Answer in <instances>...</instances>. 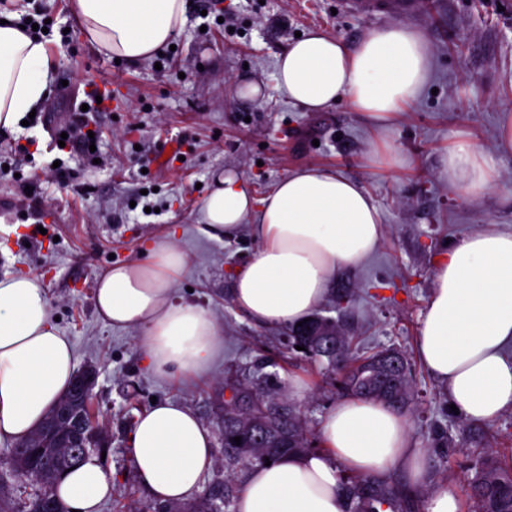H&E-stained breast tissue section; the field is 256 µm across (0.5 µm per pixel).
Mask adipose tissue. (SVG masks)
Segmentation results:
<instances>
[{"mask_svg": "<svg viewBox=\"0 0 512 512\" xmlns=\"http://www.w3.org/2000/svg\"><path fill=\"white\" fill-rule=\"evenodd\" d=\"M72 7L99 51L128 62L151 59L188 21V0H73ZM432 68L427 41L404 24L372 29L352 46L313 30L278 56L276 82L308 111L346 100L384 128L419 97ZM50 81L43 43L18 23L0 24V129H14ZM493 171L491 159L467 143L441 162L449 185L472 198L489 189ZM202 222L211 239L249 225L259 247L237 270L231 300L269 326L311 317L339 274L363 265L385 233L360 182L316 165L291 172L258 207L236 173L219 174L203 201ZM150 252L148 261L98 273L97 312L110 325L141 330L155 376H205L224 341L206 310L172 299L188 258L170 242L154 243ZM416 348L463 419L489 422L512 409V232L487 224L449 247L435 265ZM74 376L72 344L52 321L41 278L1 277L0 442L28 439ZM319 433L323 451L249 469L236 512H348L340 489L345 473L378 476L400 467L413 486L429 488L405 414L376 400L346 398L327 413ZM130 443L139 482L164 503L192 496L214 461L211 431L173 400L139 413ZM56 493L66 512H98L112 495V474L97 460L85 461L61 477Z\"/></svg>", "mask_w": 512, "mask_h": 512, "instance_id": "obj_1", "label": "adipose tissue"}]
</instances>
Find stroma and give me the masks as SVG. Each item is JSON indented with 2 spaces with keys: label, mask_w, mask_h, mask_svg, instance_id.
<instances>
[{
  "label": "stroma",
  "mask_w": 512,
  "mask_h": 512,
  "mask_svg": "<svg viewBox=\"0 0 512 512\" xmlns=\"http://www.w3.org/2000/svg\"><path fill=\"white\" fill-rule=\"evenodd\" d=\"M204 11L192 0L188 22L154 61L115 62L83 35L62 38L75 22L72 0H38L54 26L43 43L53 81L38 109L53 126L72 115L74 98L94 82L103 104L100 161L65 158L66 181L36 176L53 155L42 126L0 132V146L36 138L33 162L0 174V277L40 276L50 314L74 345L78 366L98 371L92 406L112 441L105 457L114 473L111 498L99 512H133L152 505L131 467L130 434L152 400H179L208 427L216 425L215 397L225 384L272 373L307 429L312 451L323 448L319 428L343 394L337 369L288 345L285 326L254 323L231 302L236 270L257 250L248 229L214 240L200 231L202 204L215 175L235 172L261 202L294 169L317 165L359 181L378 206L385 235L362 268L342 273L337 289L357 291L354 302L328 298L321 315L358 335L359 353L401 350L411 365L413 447L426 457L432 486L466 496L465 478L495 450L512 459V409L463 430L448 394L425 369L416 340L433 268L458 236L495 224L512 232V153L499 145V120L512 113V0H435L410 15H360L344 0H214ZM401 23L421 31L433 58L428 88L379 131L347 101L311 112L288 100L274 80L276 61L296 32L319 29L355 45L370 28ZM263 85L260 100L237 96L235 84ZM185 143L183 159L162 166L153 158L164 142ZM471 142L495 161L494 179L480 198L449 186L441 159ZM402 163H392L390 150ZM146 155L147 168L137 158ZM161 203L160 214L131 208L142 190ZM45 232L33 235L34 226ZM173 241L189 257L173 296L204 308L219 327L224 356L209 377L162 380L147 369L133 329L112 327L95 306L96 275L112 262H140L153 241Z\"/></svg>",
  "instance_id": "1"
}]
</instances>
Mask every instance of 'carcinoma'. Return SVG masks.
Segmentation results:
<instances>
[{"instance_id": "1", "label": "carcinoma", "mask_w": 512, "mask_h": 512, "mask_svg": "<svg viewBox=\"0 0 512 512\" xmlns=\"http://www.w3.org/2000/svg\"><path fill=\"white\" fill-rule=\"evenodd\" d=\"M312 322L288 328L290 346L305 347L304 354L314 361L325 359L329 364L343 370L341 385L350 395L364 399H376L385 405L402 411L412 400L410 367H405L403 386L394 390L392 396L372 395L381 385L369 366L372 360L382 354L377 350L366 356L351 355L352 337L338 329L341 334L340 347L333 352L315 346L306 336ZM233 396L224 401L228 408L224 418V463L225 469L233 471L239 465L247 468L274 461L292 453L309 451L299 414L285 393V385L270 386L265 377L258 383H239L227 386ZM254 419L264 422L269 431L267 440L258 445L240 424V419ZM241 438L235 442L234 438ZM469 487L470 512H512V461L502 462L493 455L483 458L476 466L475 475L467 479ZM341 488L350 501L349 512H378V507H387L391 512H416L419 493L406 490L405 486L386 477L372 479L348 475L341 481ZM236 495L230 483L224 484V491H212L191 505L170 504L161 512H236Z\"/></svg>"}]
</instances>
